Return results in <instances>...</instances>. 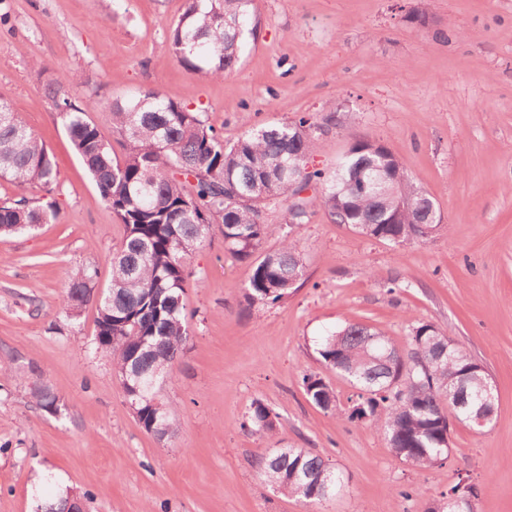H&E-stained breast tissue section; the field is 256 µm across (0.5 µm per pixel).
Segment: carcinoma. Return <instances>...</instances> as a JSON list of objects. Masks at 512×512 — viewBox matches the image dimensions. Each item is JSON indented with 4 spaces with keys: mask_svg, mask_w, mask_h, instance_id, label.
<instances>
[{
    "mask_svg": "<svg viewBox=\"0 0 512 512\" xmlns=\"http://www.w3.org/2000/svg\"><path fill=\"white\" fill-rule=\"evenodd\" d=\"M257 29L254 0H185L169 39L185 71L222 78ZM77 84L74 75H58L44 84L45 96L125 232L102 295L94 293L100 272L79 269L67 275L63 303L73 312L95 303L98 348L112 358L141 428L155 437L173 428L160 392L169 367L184 355L188 260L213 225L224 226V252L252 266L249 307L282 302L304 276L296 239L259 252L270 202L283 203L282 223L299 227L305 221L310 201H292L302 184L319 183L315 201L360 235L404 245L425 243L440 228L429 193L382 143L358 139L332 173L312 171L309 119L255 127L228 143L198 113L157 90L112 102L109 138L88 120L94 102L76 103ZM58 176L41 138L0 96V177L20 188L37 182L50 194ZM57 216L56 202L36 205L21 195L0 204V236L34 230ZM316 352L323 365L349 381L356 400L344 412L328 382L306 373L309 400L368 424L397 457L420 469L448 459L451 421L474 428L469 415L480 412L489 421L494 413L496 397L487 394L485 371L433 323L412 327L404 348L377 328L348 324L320 337ZM31 394L47 410L58 401L44 384H33ZM249 422L260 436L276 430V414L261 401L253 403ZM328 468L321 457L293 447L276 448L258 462L267 484L308 505L322 502L325 482L340 488L339 474ZM462 497H475L473 485L456 484L440 495V508L425 512H464Z\"/></svg>",
    "mask_w": 512,
    "mask_h": 512,
    "instance_id": "carcinoma-1",
    "label": "carcinoma"
}]
</instances>
